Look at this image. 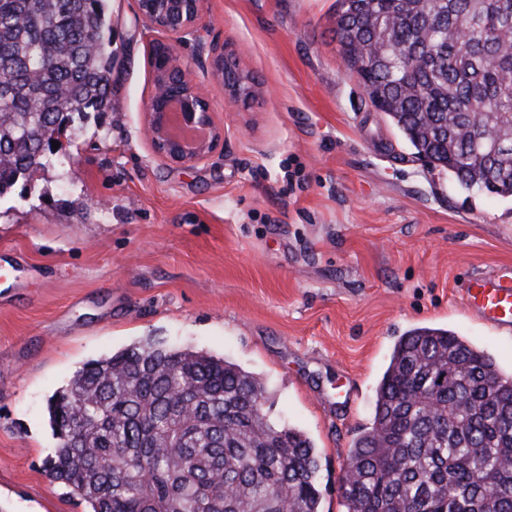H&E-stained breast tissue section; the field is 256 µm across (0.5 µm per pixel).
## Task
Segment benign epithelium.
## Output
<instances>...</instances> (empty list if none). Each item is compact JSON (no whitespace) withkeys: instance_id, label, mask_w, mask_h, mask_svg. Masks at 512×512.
I'll list each match as a JSON object with an SVG mask.
<instances>
[{"instance_id":"1","label":"benign epithelium","mask_w":512,"mask_h":512,"mask_svg":"<svg viewBox=\"0 0 512 512\" xmlns=\"http://www.w3.org/2000/svg\"><path fill=\"white\" fill-rule=\"evenodd\" d=\"M144 25L165 36L150 45L153 91L145 104V132L155 155L169 165L192 167L208 160L224 143V127L217 124L208 93L188 77L174 44L197 37L203 0H137ZM241 50L224 42L208 46L207 69L224 89V105L246 107L263 93V86L240 67ZM178 106L183 122L207 131L202 139H187L171 131V108Z\"/></svg>"}]
</instances>
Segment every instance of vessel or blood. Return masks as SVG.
<instances>
[{"mask_svg":"<svg viewBox=\"0 0 512 512\" xmlns=\"http://www.w3.org/2000/svg\"><path fill=\"white\" fill-rule=\"evenodd\" d=\"M462 300L468 312L481 323L512 334V263L470 275L462 290Z\"/></svg>","mask_w":512,"mask_h":512,"instance_id":"vessel-or-blood-1","label":"vessel or blood"}]
</instances>
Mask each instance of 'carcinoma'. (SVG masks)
Segmentation results:
<instances>
[{"label": "carcinoma", "mask_w": 512, "mask_h": 512, "mask_svg": "<svg viewBox=\"0 0 512 512\" xmlns=\"http://www.w3.org/2000/svg\"><path fill=\"white\" fill-rule=\"evenodd\" d=\"M108 0H0V197L109 110ZM347 70L432 168L512 198V0H336ZM224 358L134 345L77 371L49 414V475L87 512H320L315 446ZM345 512H512V374L441 328L395 343L347 454Z\"/></svg>", "instance_id": "carcinoma-1"}]
</instances>
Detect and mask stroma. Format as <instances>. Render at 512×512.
Wrapping results in <instances>:
<instances>
[{"instance_id":"obj_1","label":"stroma","mask_w":512,"mask_h":512,"mask_svg":"<svg viewBox=\"0 0 512 512\" xmlns=\"http://www.w3.org/2000/svg\"><path fill=\"white\" fill-rule=\"evenodd\" d=\"M336 0H204L176 47L207 87L224 145L190 169L142 126L156 38L111 0L112 104L63 163L0 199V505L85 512L45 462L51 396L86 363L153 339L261 376L264 411L319 452L321 512L372 421L400 336L443 328L512 373V337L463 308L469 273L512 263V201L425 165L346 70ZM263 86L228 110L204 65L214 41Z\"/></svg>"}]
</instances>
